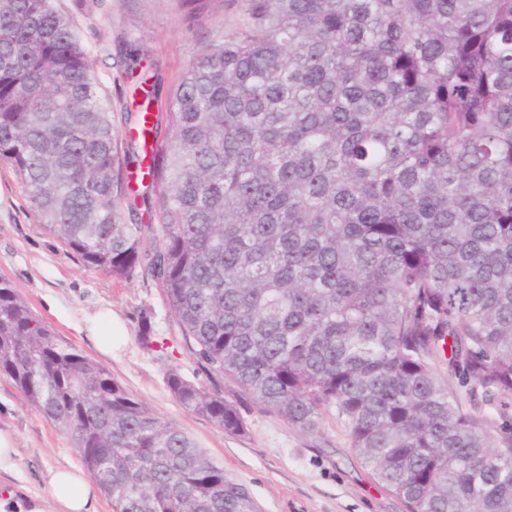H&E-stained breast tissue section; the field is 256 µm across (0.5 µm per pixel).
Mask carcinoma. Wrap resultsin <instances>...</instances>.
Here are the masks:
<instances>
[{
    "mask_svg": "<svg viewBox=\"0 0 512 512\" xmlns=\"http://www.w3.org/2000/svg\"><path fill=\"white\" fill-rule=\"evenodd\" d=\"M122 139L68 16L0 0V162L85 266L162 289L187 348L302 430L324 406L407 512H512V0H246ZM162 223L125 224L144 160ZM448 376L470 385L464 394ZM0 376L112 512H258L0 276ZM186 410L244 431L187 380ZM467 407L477 416L484 418L485 427L488 428L492 433L499 432L500 429L512 424V404L507 407H500L499 405H485L480 404L477 409H473L469 403Z\"/></svg>",
    "mask_w": 512,
    "mask_h": 512,
    "instance_id": "carcinoma-1",
    "label": "carcinoma"
}]
</instances>
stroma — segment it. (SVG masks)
Wrapping results in <instances>:
<instances>
[{"label": "stroma", "mask_w": 512, "mask_h": 512, "mask_svg": "<svg viewBox=\"0 0 512 512\" xmlns=\"http://www.w3.org/2000/svg\"><path fill=\"white\" fill-rule=\"evenodd\" d=\"M52 5L71 19L117 125L140 103L143 81L155 85L157 107L166 111L171 92L205 42L234 38L248 21L245 0H212L199 17L190 16L182 0H52ZM136 51L141 65L126 74L124 61ZM0 275L59 336L105 367L161 421L191 436L248 490L260 512H406L361 463L349 427L335 409H322L317 428L307 432L269 413L232 380L209 374L189 352L156 281L141 275L126 282L84 266L39 222L20 178L1 162ZM103 308L119 314L129 329L126 345L112 355L79 330L86 316ZM145 316L154 335L163 338L162 350L141 344ZM174 368L233 401L244 420L243 433H225L183 408L167 386ZM0 427L13 432L19 449L17 474L0 479V494L23 484L49 497V470L80 463L68 439L4 378Z\"/></svg>", "instance_id": "obj_1"}]
</instances>
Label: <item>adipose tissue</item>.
I'll list each match as a JSON object with an SVG mask.
<instances>
[{"mask_svg": "<svg viewBox=\"0 0 512 512\" xmlns=\"http://www.w3.org/2000/svg\"><path fill=\"white\" fill-rule=\"evenodd\" d=\"M48 483L52 507L39 496L11 490L0 496V512H99L97 490L79 468L51 469Z\"/></svg>", "mask_w": 512, "mask_h": 512, "instance_id": "obj_1", "label": "adipose tissue"}]
</instances>
